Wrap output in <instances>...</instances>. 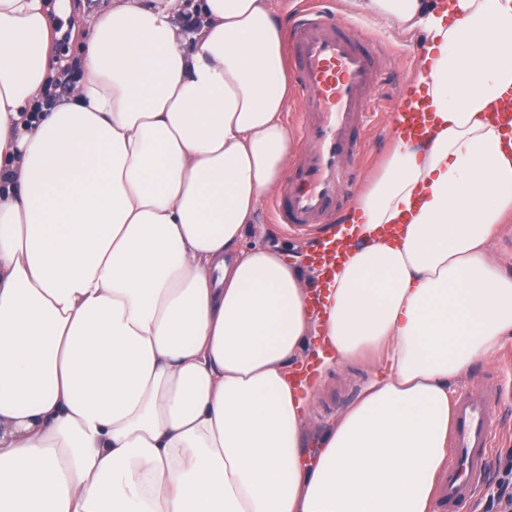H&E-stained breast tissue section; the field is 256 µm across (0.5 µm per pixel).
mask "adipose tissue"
Wrapping results in <instances>:
<instances>
[{
    "label": "adipose tissue",
    "mask_w": 512,
    "mask_h": 512,
    "mask_svg": "<svg viewBox=\"0 0 512 512\" xmlns=\"http://www.w3.org/2000/svg\"><path fill=\"white\" fill-rule=\"evenodd\" d=\"M350 4L425 32L424 122L313 289L242 246L290 159L269 0H111L51 105L50 8L0 0V512H430L451 386L512 337V0ZM314 338L385 371L309 456ZM491 252L496 258L502 272L512 276V218L501 224L499 232L492 241Z\"/></svg>",
    "instance_id": "ef3b65f1"
}]
</instances>
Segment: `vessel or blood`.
I'll use <instances>...</instances> for the list:
<instances>
[{
	"label": "vessel or blood",
	"instance_id": "vessel-or-blood-1",
	"mask_svg": "<svg viewBox=\"0 0 512 512\" xmlns=\"http://www.w3.org/2000/svg\"><path fill=\"white\" fill-rule=\"evenodd\" d=\"M289 40L306 148L288 172L286 194L272 204L273 217L292 231L321 224L331 229L348 216L341 191L362 156L357 133L387 69V57L375 40L342 26L318 0H308L290 26ZM420 116L404 96L391 113L393 122L411 132L417 130ZM491 402L483 389L454 399L438 512H457L482 485L493 436Z\"/></svg>",
	"mask_w": 512,
	"mask_h": 512
}]
</instances>
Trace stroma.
<instances>
[{
  "label": "stroma",
  "instance_id": "1",
  "mask_svg": "<svg viewBox=\"0 0 512 512\" xmlns=\"http://www.w3.org/2000/svg\"><path fill=\"white\" fill-rule=\"evenodd\" d=\"M334 2L339 22L360 26L391 53L389 75L375 95L369 124L360 132L368 162L360 181L347 187L349 195L354 197L367 187L392 150L393 141L388 135L390 109L420 64V47L425 41V35L418 30H397L383 20L352 9L348 0ZM62 3L61 11L53 16L54 21L59 25L79 24L80 36L73 40H58L53 44L55 58L67 63L66 76L54 78L46 90L47 96L57 98L67 95L71 83L80 76L78 60L90 37V29L83 23L84 18L108 9L110 0H62ZM315 240L312 233L297 234L272 224L269 210L263 205L259 208L256 224L250 225L243 245L247 248L258 245L277 250L288 261H300L304 272L311 274L316 270L311 249ZM511 357L512 340H509L489 359L478 363L452 388L456 395L478 388L492 392L501 391V399L491 404V415L497 428L494 454L498 457L512 455V390L505 391L501 388L502 374L506 370L508 358ZM307 362L314 370L310 381L317 386L307 418L308 436L314 441L348 406L358 400L373 373V367L369 362L361 360L325 368L322 367L320 359L313 355L308 356Z\"/></svg>",
  "mask_w": 512,
  "mask_h": 512
}]
</instances>
